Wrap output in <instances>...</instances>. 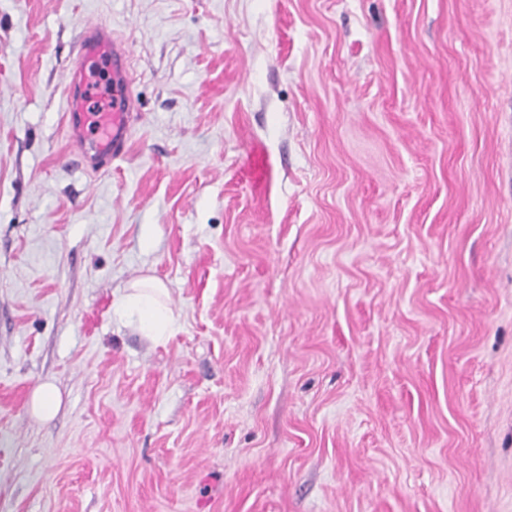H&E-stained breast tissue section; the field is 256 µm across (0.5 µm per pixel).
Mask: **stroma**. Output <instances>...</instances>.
<instances>
[{
  "instance_id": "stroma-1",
  "label": "stroma",
  "mask_w": 512,
  "mask_h": 512,
  "mask_svg": "<svg viewBox=\"0 0 512 512\" xmlns=\"http://www.w3.org/2000/svg\"><path fill=\"white\" fill-rule=\"evenodd\" d=\"M0 512H512V0H0ZM100 54H105L109 61L112 108L102 106L90 110L87 99H98V96L86 64ZM130 58L128 43L112 33L108 23L98 20L79 26L72 77L64 98L69 138L86 169L107 172L127 156L130 130L139 121L137 97L132 92L128 71ZM92 132L95 140L89 145ZM167 288L156 278H145L129 288L121 297L117 311L137 322L143 336L154 342L169 337L174 320L168 303ZM59 404V395L52 384H41L33 393L31 411L39 419H50L54 416Z\"/></svg>"
}]
</instances>
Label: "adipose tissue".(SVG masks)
Returning <instances> with one entry per match:
<instances>
[{
  "label": "adipose tissue",
  "mask_w": 512,
  "mask_h": 512,
  "mask_svg": "<svg viewBox=\"0 0 512 512\" xmlns=\"http://www.w3.org/2000/svg\"><path fill=\"white\" fill-rule=\"evenodd\" d=\"M166 298L163 283L149 277L128 288L117 310L123 317L136 321L143 336L161 342L169 337L174 324Z\"/></svg>",
  "instance_id": "adipose-tissue-1"
}]
</instances>
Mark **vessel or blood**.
Returning <instances> with one entry per match:
<instances>
[{
	"instance_id": "obj_1",
	"label": "vessel or blood",
	"mask_w": 512,
	"mask_h": 512,
	"mask_svg": "<svg viewBox=\"0 0 512 512\" xmlns=\"http://www.w3.org/2000/svg\"><path fill=\"white\" fill-rule=\"evenodd\" d=\"M109 61L112 104L92 109L90 99L97 93L87 68L97 55ZM131 50L103 21L80 25L75 41L72 77L65 89V112L69 138L84 168L107 172L123 160L129 150L130 130L139 120L137 98L129 77Z\"/></svg>"
}]
</instances>
